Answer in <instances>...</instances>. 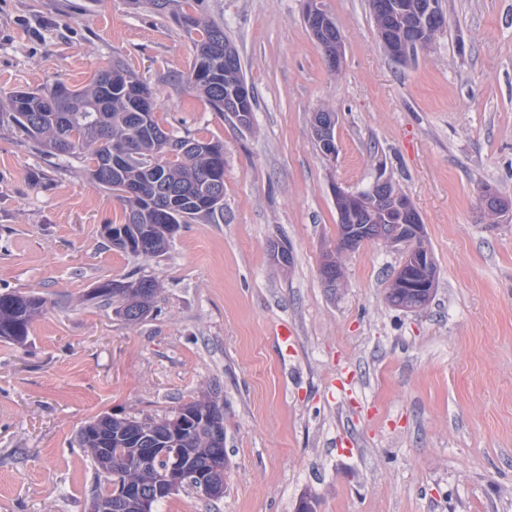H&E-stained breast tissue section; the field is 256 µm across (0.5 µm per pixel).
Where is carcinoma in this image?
I'll return each mask as SVG.
<instances>
[{"instance_id": "obj_1", "label": "carcinoma", "mask_w": 512, "mask_h": 512, "mask_svg": "<svg viewBox=\"0 0 512 512\" xmlns=\"http://www.w3.org/2000/svg\"><path fill=\"white\" fill-rule=\"evenodd\" d=\"M204 0H129L138 8L170 14L187 31H195V54L181 80L188 90L203 94L212 108L237 127L252 126L255 98L241 93L247 87L235 45L224 27L198 12ZM425 0H369L376 26L400 28L419 20ZM7 111L0 112V126L14 129L49 157L76 158L84 163L88 179L112 193L120 203L123 222L108 224L107 240L113 247L137 257L165 254L181 225L200 219L211 223L224 220V143L179 134L160 125L150 88L134 72L109 60L82 89L63 83L36 91L15 90L7 94ZM124 146L119 161L109 163L112 149ZM143 187V194L130 196L126 189ZM399 208L387 212L376 208L370 193L353 211V224L391 225L396 230L400 209L411 205L402 192ZM158 293L155 280L142 276L126 282L105 281L93 288V298L115 306V313L135 322L154 308ZM389 301L404 310L424 307L430 297L420 299L388 289ZM46 300L37 292L0 291V340L15 346L29 341L30 322L43 310ZM217 393L181 404L176 413L192 420L186 440L188 467L201 469L227 459L224 446L216 443L206 413ZM169 415L160 419L97 417L76 434L79 447L86 449L105 485L88 502L87 512H105L112 486L131 481L150 493L165 468L153 458L146 466L133 461L137 449L162 448L168 435Z\"/></svg>"}]
</instances>
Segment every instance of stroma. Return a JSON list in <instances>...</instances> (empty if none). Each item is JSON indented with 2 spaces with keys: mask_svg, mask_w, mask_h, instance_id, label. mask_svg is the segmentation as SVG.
<instances>
[{
  "mask_svg": "<svg viewBox=\"0 0 512 512\" xmlns=\"http://www.w3.org/2000/svg\"><path fill=\"white\" fill-rule=\"evenodd\" d=\"M342 35L331 69L304 0H205L257 106L234 127L178 74L193 41L128 0H0V90L88 83L117 59L152 88L162 125L224 144V220L182 225L160 257L108 243L112 195L81 161L0 128V289L46 300L29 342H0V512H82L100 483L76 442L91 418L161 417L224 401V496L184 489L158 512H512V0H441L448 27L414 62L382 48L368 0H320ZM336 115L325 158L312 118ZM391 179L437 265L421 310L386 299L400 252L375 241L320 266L337 239L334 186ZM286 246L291 262L274 261ZM155 278L130 323L91 296ZM293 347L282 352L277 332Z\"/></svg>",
  "mask_w": 512,
  "mask_h": 512,
  "instance_id": "stroma-1",
  "label": "stroma"
}]
</instances>
